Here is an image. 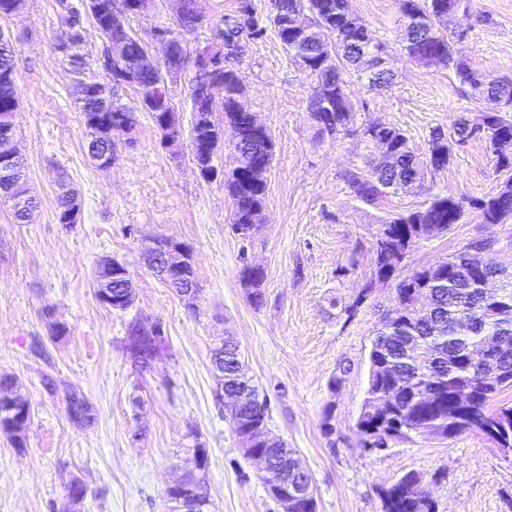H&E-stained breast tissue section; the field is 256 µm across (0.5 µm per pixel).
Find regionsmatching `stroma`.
<instances>
[{
	"mask_svg": "<svg viewBox=\"0 0 512 512\" xmlns=\"http://www.w3.org/2000/svg\"><path fill=\"white\" fill-rule=\"evenodd\" d=\"M350 7L386 44L395 75L380 92L351 81L355 125L398 127L422 151L432 127L480 115L483 103L458 89L447 65H420L401 52L399 0H350ZM174 10L175 0H148L129 19L151 55L162 53L154 28L169 25ZM62 15L60 0H27L21 14L0 19L18 59L24 182L38 202L27 224L0 204V376L17 381L31 413L24 448L0 434V512H167L166 490L197 442L208 451L209 512H281L217 399L224 379L211 350L227 336L269 400L270 436L311 474L317 512H383V490L408 473L427 485L434 512H512V463L485 437L416 434L379 452L363 448L357 428L371 342L395 307L397 284L487 237L497 261L512 267V219L485 224L468 206L495 184L485 143L455 147L448 168L429 175L421 192L359 201L344 174L362 166L364 142L356 134L318 138L312 82L266 33L247 42L238 64L241 102L271 130L275 153L265 174L266 220L246 241L230 228L234 204L223 183L198 177L189 144L163 147L148 115L134 133L115 132L112 167L91 161L77 76L54 48ZM456 23L466 31L454 45L458 56L488 75H512V0H471ZM62 175L81 205V221L70 228L55 219ZM439 191L466 203L461 223L420 240L389 279L379 278L373 257L383 220ZM155 238L193 248L194 309L144 267L141 252ZM104 259L131 274L136 299L127 311L97 298ZM249 262L265 273L259 307L241 278ZM134 320L165 327L166 347L148 369L124 349ZM55 324L63 334H53ZM73 396L85 400L93 422L70 418ZM75 481L87 490L78 504L68 498Z\"/></svg>",
	"mask_w": 512,
	"mask_h": 512,
	"instance_id": "stroma-1",
	"label": "stroma"
}]
</instances>
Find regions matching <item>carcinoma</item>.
Listing matches in <instances>:
<instances>
[{
	"mask_svg": "<svg viewBox=\"0 0 512 512\" xmlns=\"http://www.w3.org/2000/svg\"><path fill=\"white\" fill-rule=\"evenodd\" d=\"M84 11L66 16L65 30L55 38V50L70 56L67 43L81 40L83 21L91 20L105 40V47L96 57L97 65L110 57L113 36H120V53L126 59L124 67L109 72L111 82L93 78L80 82L79 112L87 133L96 135L98 149L106 160L99 164L104 168L117 152L113 139V125L123 123L121 130L130 133L138 123L137 113L113 102L115 89L132 88L137 96L140 111L147 113L160 134L166 138L173 133L187 136L190 146L213 148L222 139V124L233 128L238 135L235 150L230 153V168L224 179V190L237 196L238 208L233 213L232 230L241 239L249 238L253 224L260 221L266 208L267 185L256 181L254 172L270 168L274 159V139L269 129L253 126L250 113L237 107V99L243 91V79L235 69L243 52V43L262 37L272 30L282 45H288L289 14L303 11L311 24L325 29V42L321 50L310 48L288 49L301 69L317 80L313 94L322 88H330L333 105L319 116L317 135L321 138L330 132L349 130L353 123L355 106L347 92V76L358 70L357 55L364 45L385 50V45L374 38L371 31L350 9L349 0H272L273 10L265 21L254 15L248 0L242 2L237 15L224 17L210 26V35L221 37L229 43L224 51V76L217 96L224 102V122H206L203 104L189 95L192 114L189 129L174 130L164 124V116L175 111L171 97L172 82H166V91L158 90L156 71L142 68L147 53L144 41L127 25L126 19L133 14L131 0H84ZM460 6L469 8L470 0H399L400 13L412 14L427 23L418 34L403 40L401 51L413 61L424 64L431 55L445 58L453 70L460 88L474 98L484 101L489 93L499 96L500 109L483 113V121L490 136L482 137L494 158L499 183L494 192L476 203L483 222L500 224L505 216L512 215V119L505 114L512 112V80H503L491 89L487 75L461 59L455 58L448 28L437 21L444 10ZM208 23L202 0H189L182 13L173 18L170 26L182 28L202 27ZM332 47L338 51L342 66L331 78L330 69L321 61L323 49ZM18 59L14 49L0 48V134L15 132V116L19 109V97L15 83ZM361 135L366 142L380 138L388 142L390 150L399 157L414 161L395 176L387 163L373 154L366 156L364 166L345 174L346 181L355 197L367 204H375L389 193L398 191L413 193L425 187L427 174L448 167L453 153L448 145L463 144L476 138L468 127V120L461 117L451 129L438 125L429 132L428 147L418 153L408 137L399 128L383 125L371 129L363 127ZM60 192L56 207V220L66 223L67 215L77 207L76 192L66 182L59 183ZM464 215L463 206L453 196L437 193L421 209L394 213L387 217L376 239L377 275L390 277L403 255L418 240L431 237L434 226L443 233L459 223ZM494 241L488 238L471 242L448 259L423 267L399 283L396 299L403 301L412 292L428 294L429 313L411 321L395 320L381 329L375 337L370 362L384 361L386 367L368 377L366 397L358 421L360 434L375 430L377 440L388 442L398 438L397 432H408L412 426H421L429 433L440 432L448 438L474 430L470 420H483L495 428L502 422L509 424L508 436L512 438V406H495V396L512 387V323L503 325L496 319L497 311L504 306L512 307V281L503 285L499 296L491 300L477 281L499 270V264L490 254ZM482 346L489 348L488 358L474 363L475 355ZM240 354L234 337H224V382L251 383L240 368ZM402 385L398 409L390 418L374 423L379 416L376 401L380 394L395 383ZM468 385L474 396L469 417L454 414L450 404L452 389ZM233 415L248 418L247 425L265 423L268 418L267 401L261 397L247 401L234 409ZM273 475L284 482L300 479L305 470L294 458L289 448L270 450ZM386 512H433L422 479L413 473L402 477L384 492Z\"/></svg>",
	"mask_w": 512,
	"mask_h": 512,
	"instance_id": "obj_1",
	"label": "carcinoma"
}]
</instances>
